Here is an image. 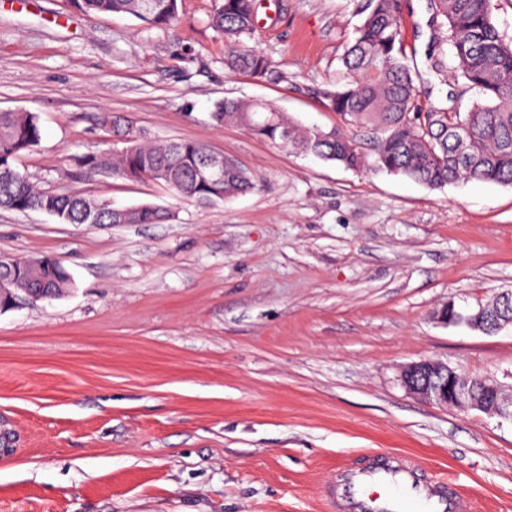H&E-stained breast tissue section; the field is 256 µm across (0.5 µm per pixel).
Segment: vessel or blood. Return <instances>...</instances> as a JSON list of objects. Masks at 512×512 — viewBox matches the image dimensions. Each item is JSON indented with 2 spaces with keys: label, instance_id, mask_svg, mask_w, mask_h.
Wrapping results in <instances>:
<instances>
[{
  "label": "vessel or blood",
  "instance_id": "b4317fda",
  "mask_svg": "<svg viewBox=\"0 0 512 512\" xmlns=\"http://www.w3.org/2000/svg\"><path fill=\"white\" fill-rule=\"evenodd\" d=\"M335 512H471L447 481L425 478L413 461L376 455L339 474Z\"/></svg>",
  "mask_w": 512,
  "mask_h": 512
}]
</instances>
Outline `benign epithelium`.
<instances>
[{"label":"benign epithelium","instance_id":"obj_1","mask_svg":"<svg viewBox=\"0 0 512 512\" xmlns=\"http://www.w3.org/2000/svg\"><path fill=\"white\" fill-rule=\"evenodd\" d=\"M448 325L464 324L482 333L498 332L512 326V289L495 295L493 300L463 314L450 301L440 310ZM402 387L411 395L436 406L453 405L463 411L476 409L489 415L512 420V392L491 376L470 379L448 364L424 359L402 366Z\"/></svg>","mask_w":512,"mask_h":512}]
</instances>
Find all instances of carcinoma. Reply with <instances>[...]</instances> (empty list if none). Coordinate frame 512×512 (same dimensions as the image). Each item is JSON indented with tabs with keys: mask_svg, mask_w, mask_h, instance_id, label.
<instances>
[{
	"mask_svg": "<svg viewBox=\"0 0 512 512\" xmlns=\"http://www.w3.org/2000/svg\"><path fill=\"white\" fill-rule=\"evenodd\" d=\"M180 0H69L88 15L123 13L162 28L179 20ZM431 67L441 70L450 56L454 76L478 99L466 112L421 111L420 90L404 49L401 0H368L365 16L341 57L344 80L319 91V98L351 128L373 131L372 158L342 129L311 130L257 100L226 98L212 112L219 124L236 123L254 136L292 151L312 154L347 169L366 166L402 175L429 189H442L467 178L512 185V41L493 21V0H430ZM256 0H219L211 22L225 41L235 44L254 30ZM225 65L257 81L283 77L259 50L230 52ZM102 122L124 147L111 154L74 158L82 171L112 172L129 180H152L180 197L222 202L255 188L241 167L224 176L210 174L212 153L191 140L164 145L146 143L125 116L108 113ZM42 130L33 112H0V209L40 211L64 224H162L165 207L145 203L115 208L80 194L38 189L17 167L18 159L40 143ZM49 285L60 295L70 278L54 258L13 260L10 280Z\"/></svg>",
	"mask_w": 512,
	"mask_h": 512,
	"instance_id": "cac0c4a2",
	"label": "carcinoma"
}]
</instances>
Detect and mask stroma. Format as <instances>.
I'll return each instance as SVG.
<instances>
[{
  "instance_id": "35a3bbf8",
  "label": "stroma",
  "mask_w": 512,
  "mask_h": 512,
  "mask_svg": "<svg viewBox=\"0 0 512 512\" xmlns=\"http://www.w3.org/2000/svg\"><path fill=\"white\" fill-rule=\"evenodd\" d=\"M367 0H257L243 48L286 72L257 82L224 64L216 0H183L157 29L88 17L66 0H0V112L37 113L17 166L47 191L163 224H62L0 210V257L58 258L71 285L0 312V512H327L336 471L371 453L417 460L472 512H512V420L426 404L398 376L422 359L512 384V327L447 325L512 289V186L431 190L354 171L211 118L257 99L308 128L342 127L315 88ZM429 0H404L405 47L425 108L475 96L426 59ZM149 140L235 158L254 190L212 204L151 181L79 175L73 155L120 149L100 117Z\"/></svg>"
}]
</instances>
